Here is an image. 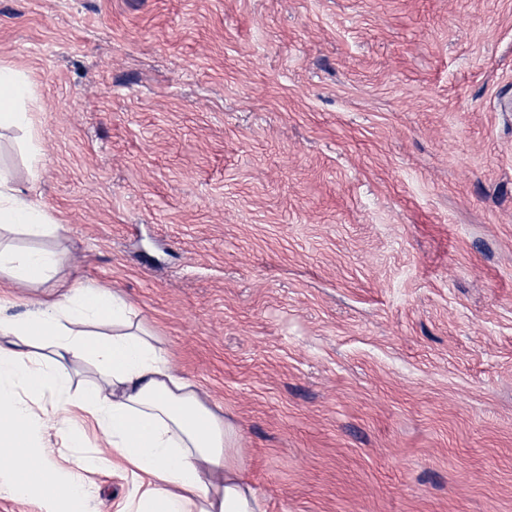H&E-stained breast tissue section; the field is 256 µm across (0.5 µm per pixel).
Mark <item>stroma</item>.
I'll list each match as a JSON object with an SVG mask.
<instances>
[{
    "instance_id": "35a3bbf8",
    "label": "stroma",
    "mask_w": 512,
    "mask_h": 512,
    "mask_svg": "<svg viewBox=\"0 0 512 512\" xmlns=\"http://www.w3.org/2000/svg\"><path fill=\"white\" fill-rule=\"evenodd\" d=\"M61 226L268 512H512V0H0ZM87 512H117L121 473Z\"/></svg>"
}]
</instances>
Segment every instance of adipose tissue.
Masks as SVG:
<instances>
[{
  "mask_svg": "<svg viewBox=\"0 0 512 512\" xmlns=\"http://www.w3.org/2000/svg\"><path fill=\"white\" fill-rule=\"evenodd\" d=\"M27 75L0 66V129L28 132L30 170L41 148ZM30 234L59 225L0 169V230ZM63 253L0 245V273L30 285H50L22 313L0 292V485L16 499L38 498L41 512H86L82 473L52 466L42 429L81 443L90 418L102 445L82 472L112 468L130 474L132 494L119 512H266L245 477L242 434L212 409L184 376L133 307L107 287L70 281ZM90 366L93 379L70 390L68 363ZM48 398L43 422L26 395Z\"/></svg>",
  "mask_w": 512,
  "mask_h": 512,
  "instance_id": "1",
  "label": "adipose tissue"
}]
</instances>
